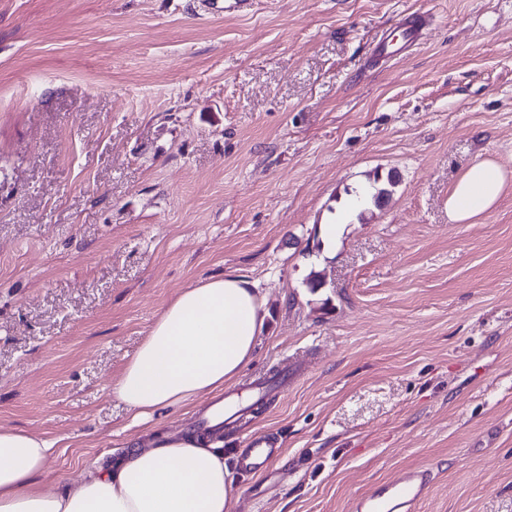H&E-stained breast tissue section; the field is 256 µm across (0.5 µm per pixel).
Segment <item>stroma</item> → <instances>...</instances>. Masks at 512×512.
Wrapping results in <instances>:
<instances>
[{
	"instance_id": "stroma-1",
	"label": "stroma",
	"mask_w": 512,
	"mask_h": 512,
	"mask_svg": "<svg viewBox=\"0 0 512 512\" xmlns=\"http://www.w3.org/2000/svg\"><path fill=\"white\" fill-rule=\"evenodd\" d=\"M223 6L0 0V428L53 442L48 490L190 431L204 401L136 421L112 386L231 272L265 317L229 390L285 376L223 438L230 466L250 433L282 449L234 512H352L415 468L419 512H512V0ZM483 159L501 197L451 223Z\"/></svg>"
}]
</instances>
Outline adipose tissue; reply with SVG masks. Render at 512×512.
I'll return each instance as SVG.
<instances>
[{
	"label": "adipose tissue",
	"mask_w": 512,
	"mask_h": 512,
	"mask_svg": "<svg viewBox=\"0 0 512 512\" xmlns=\"http://www.w3.org/2000/svg\"><path fill=\"white\" fill-rule=\"evenodd\" d=\"M506 179L494 161L474 163L448 198L449 218L466 223L493 208ZM262 306L250 283L231 274L184 290L156 319L113 394L140 419L223 390L252 358ZM53 453L46 439L0 428V512H233L239 496L224 450L210 438L168 434L47 491L35 478Z\"/></svg>",
	"instance_id": "obj_1"
}]
</instances>
